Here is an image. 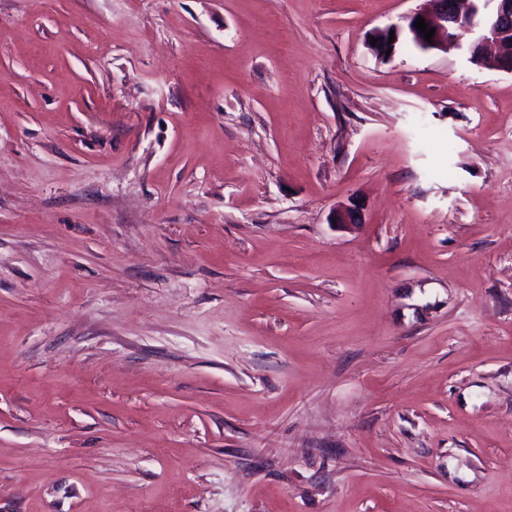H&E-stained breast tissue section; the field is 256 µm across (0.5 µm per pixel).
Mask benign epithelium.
<instances>
[{
    "instance_id": "7a95c632",
    "label": "benign epithelium",
    "mask_w": 512,
    "mask_h": 512,
    "mask_svg": "<svg viewBox=\"0 0 512 512\" xmlns=\"http://www.w3.org/2000/svg\"><path fill=\"white\" fill-rule=\"evenodd\" d=\"M427 7L408 17L414 22L424 18L428 27L435 30L432 42L424 39V34L415 27L406 28L424 50L448 51L456 46V31L460 22L471 29H478L472 49L478 50L475 61L483 66L512 72V54H504L503 43L512 45V0H495V10L489 15L480 16V0H426Z\"/></svg>"
}]
</instances>
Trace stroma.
Segmentation results:
<instances>
[{"mask_svg": "<svg viewBox=\"0 0 512 512\" xmlns=\"http://www.w3.org/2000/svg\"><path fill=\"white\" fill-rule=\"evenodd\" d=\"M424 5L0 0V512H512V73Z\"/></svg>", "mask_w": 512, "mask_h": 512, "instance_id": "obj_1", "label": "stroma"}]
</instances>
